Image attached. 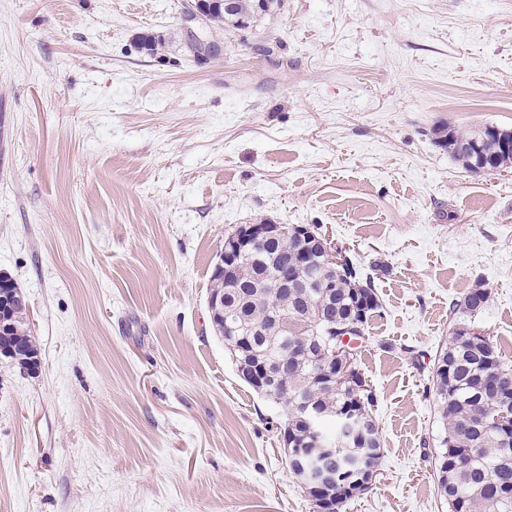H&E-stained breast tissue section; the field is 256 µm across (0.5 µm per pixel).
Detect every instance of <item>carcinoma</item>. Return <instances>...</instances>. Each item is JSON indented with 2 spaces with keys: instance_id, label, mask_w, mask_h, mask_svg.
<instances>
[{
  "instance_id": "carcinoma-1",
  "label": "carcinoma",
  "mask_w": 512,
  "mask_h": 512,
  "mask_svg": "<svg viewBox=\"0 0 512 512\" xmlns=\"http://www.w3.org/2000/svg\"><path fill=\"white\" fill-rule=\"evenodd\" d=\"M233 11L213 13L211 23L238 28L241 20L253 21L270 10L258 0H234ZM479 129L459 134L439 128V143L448 148L462 168L472 171L466 143L481 139ZM298 240L293 234L278 246L262 245L242 260L233 279L234 288L224 292V345L235 365L269 366L293 357V368L281 377L273 401L293 411L295 404L310 400L325 410L336 425L352 416L364 422L370 417L375 393L360 369L345 377L328 374L320 366L318 349L303 353V337L324 332L332 321L350 317L367 327L381 302L373 277L352 259L332 272L312 257L300 268L304 287L298 298L276 296L274 289L283 267L294 270ZM490 300L484 289H473L458 304L460 322L443 351L435 357L431 381L445 435L437 456V478L449 512H512V364L505 362L485 336L471 333L466 320L478 315ZM336 456L361 463L374 472L381 458L379 435L360 433L347 447L297 448L288 469L302 471L305 460Z\"/></svg>"
}]
</instances>
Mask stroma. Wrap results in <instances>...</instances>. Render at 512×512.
Here are the masks:
<instances>
[{
  "label": "stroma",
  "instance_id": "stroma-1",
  "mask_svg": "<svg viewBox=\"0 0 512 512\" xmlns=\"http://www.w3.org/2000/svg\"><path fill=\"white\" fill-rule=\"evenodd\" d=\"M187 8L0 0V273L40 359L0 355V512H313L286 408L210 324L224 239L260 220L314 227L380 296L357 346L383 454L342 512H448L431 371L478 287L512 363V168L434 131L512 130V0H282L206 29L203 63ZM485 127L467 134H459L456 131L448 128H439L436 130L435 134L438 135L437 138L439 139V143H441V145H443L445 148H448L453 158L459 164H461L462 168L469 172H472L473 165V170L476 174L489 175L498 171V169H496L495 167L498 162V156V165L501 168V170L507 169L512 166V136L509 138L503 137L502 130L499 129L498 127ZM484 128L486 129V131L489 132L491 137H500L501 139L500 148L495 140H486L483 142V149L489 154L498 153L497 151L500 149V151H503L505 154L502 152L498 154V156H490L481 149V145L478 144L477 141H472L475 139H482V134H484ZM470 141L472 142L469 144V153L466 151V146H464V144L469 143ZM508 151L511 152L508 153Z\"/></svg>",
  "mask_w": 512,
  "mask_h": 512
}]
</instances>
